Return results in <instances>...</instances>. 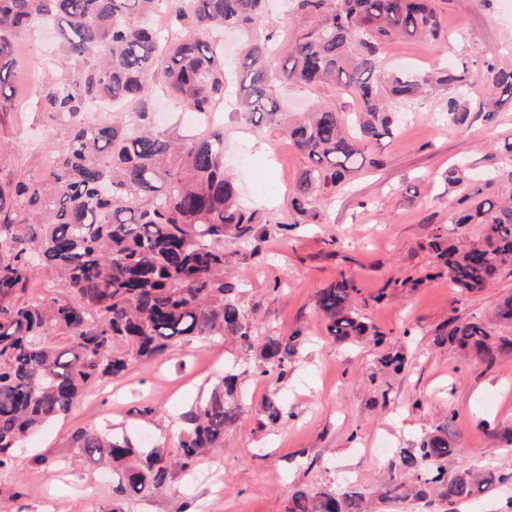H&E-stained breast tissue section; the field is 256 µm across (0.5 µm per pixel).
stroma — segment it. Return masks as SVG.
<instances>
[{
    "mask_svg": "<svg viewBox=\"0 0 512 512\" xmlns=\"http://www.w3.org/2000/svg\"><path fill=\"white\" fill-rule=\"evenodd\" d=\"M448 39H397L383 45V74L398 68L433 71L466 63L470 74L485 61L512 68V0H439ZM18 70L14 106L0 113V182L40 174L61 145L57 126L42 108L40 85L68 69L53 30L35 29L16 38ZM482 84L469 90L470 115L459 129L441 118L447 94L439 91L414 103L390 102L403 119L392 136L369 145L382 167L362 170L335 195L314 206L322 223L302 222L288 192L307 165L306 157L280 131L223 113L225 161L240 187L242 203L273 218L258 248L225 239V260L242 281L240 303L257 336L300 331L288 382L273 385L250 374V362L235 358L219 339L178 345L164 357L136 362L125 374L89 391L63 418L17 452L12 469L0 472V502L8 512H107L112 476L69 448L79 428L136 429L144 448L175 450L172 422L203 399L224 363L236 360L245 409L224 431L223 449L204 456L194 478L177 477L146 499H133L128 512H286L301 487L348 476L375 500L376 512H498L497 491L460 507L440 500L380 501L393 448L410 445L454 414L458 455L465 465L512 472V354L487 363L473 354L435 347L436 330L454 318L490 314L512 296V268H503L483 291L467 295L431 278L435 266L425 250L436 230L449 239L479 241L483 227L456 228L452 217L465 190L498 197L512 184L482 181L468 187L445 183L448 168L466 162L490 170L512 143V100L502 103L495 122L484 121ZM280 103L302 111L335 101L350 111L353 96L335 98L329 87L279 85ZM360 288L357 306L385 335L383 345L354 344L328 336L317 294L339 274ZM403 349L407 366L382 371L379 359ZM377 373L375 386L367 377ZM497 395L496 405L480 400ZM276 396L292 417L275 423L261 412L264 397ZM150 417H142L145 408ZM47 459L38 466L36 457Z\"/></svg>",
    "mask_w": 512,
    "mask_h": 512,
    "instance_id": "stroma-1",
    "label": "stroma"
}]
</instances>
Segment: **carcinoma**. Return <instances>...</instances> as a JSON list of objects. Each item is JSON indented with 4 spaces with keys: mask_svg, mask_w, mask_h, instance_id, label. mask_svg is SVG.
<instances>
[{
    "mask_svg": "<svg viewBox=\"0 0 512 512\" xmlns=\"http://www.w3.org/2000/svg\"><path fill=\"white\" fill-rule=\"evenodd\" d=\"M168 1L174 40L157 33L151 17ZM307 20L288 60L269 65L275 33L255 32L269 13L268 0H0V112L13 106L6 92L15 74L13 41L24 30L50 24L71 68L43 84L41 96L52 119L62 121V152L38 177L0 187V469L16 449L49 422L70 412L85 389L125 372L132 361L153 360L181 343L227 338L243 355L260 349L259 375L287 378L301 334L255 336L238 304L241 282L225 262L224 238L259 240L273 220L244 207L224 168V127L210 125L191 135L158 125L155 97L166 92L196 115L224 97V32L247 36L239 65V114L283 132L309 160L290 193V206L314 222L319 196L334 193L350 176L374 162L370 143L393 135L394 117L385 97L414 102L448 87V126L469 116L465 94L470 75L449 67L437 73L392 74L380 84V48L390 40L445 41L437 0H294ZM491 88L485 120L493 122L503 98H512V70L485 63ZM328 85L350 91L358 110L344 112L322 102L293 117L283 110L276 86ZM110 106L118 116L87 125L84 112ZM508 162L487 181L512 183ZM455 224L485 225L477 244H451L441 231L426 249L438 272L460 292L481 291L498 270L512 264V195L508 199L465 195ZM56 272L68 296L22 299L35 266ZM360 293L350 275L318 292L328 335L338 342L383 334L355 306ZM512 328V296L492 318L453 320L434 334L437 347L471 350L492 362L512 339L494 342L492 325ZM379 363L397 372L406 356L399 349ZM238 375L218 377L207 397L182 414L184 438L174 452L145 453L125 435L78 429L69 447L98 463L112 464V508L145 498L189 473L200 457L224 447V429L243 411ZM261 409L275 423L288 416L274 397ZM394 501L436 494L450 504L471 501L505 481L486 468L457 461L456 442L444 423L412 448H398L389 480ZM287 512H370L364 490L349 481L300 488Z\"/></svg>",
    "mask_w": 512,
    "mask_h": 512,
    "instance_id": "carcinoma-1",
    "label": "carcinoma"
}]
</instances>
